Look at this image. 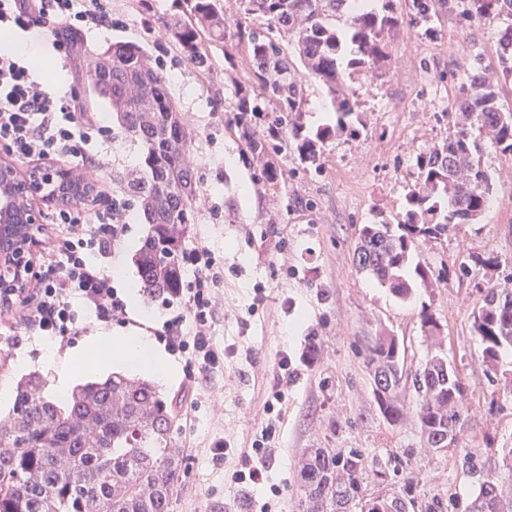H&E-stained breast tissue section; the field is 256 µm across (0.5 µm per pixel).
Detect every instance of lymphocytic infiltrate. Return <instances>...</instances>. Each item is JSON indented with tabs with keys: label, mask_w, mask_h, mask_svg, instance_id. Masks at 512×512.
<instances>
[{
	"label": "lymphocytic infiltrate",
	"mask_w": 512,
	"mask_h": 512,
	"mask_svg": "<svg viewBox=\"0 0 512 512\" xmlns=\"http://www.w3.org/2000/svg\"><path fill=\"white\" fill-rule=\"evenodd\" d=\"M111 16L112 0H91L87 6L79 0H0V29L26 32L50 25L85 34L105 26ZM106 137V128L86 111L74 89H50L22 59L0 54V150L44 170L57 162L88 168L92 145ZM126 209L125 201L108 195L89 209L53 210L55 235L39 254L34 288L22 301L25 320L36 335L66 345L79 333L78 301L105 325L126 315L111 276L86 259L87 252L105 257L123 245L129 231ZM183 264L194 276L179 291L184 311L166 320L158 336L171 353L185 356L192 378L224 364V349L210 332L220 274L203 246L184 250Z\"/></svg>",
	"instance_id": "f902f5d3"
}]
</instances>
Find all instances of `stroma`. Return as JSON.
Instances as JSON below:
<instances>
[{
  "instance_id": "stroma-1",
  "label": "stroma",
  "mask_w": 512,
  "mask_h": 512,
  "mask_svg": "<svg viewBox=\"0 0 512 512\" xmlns=\"http://www.w3.org/2000/svg\"><path fill=\"white\" fill-rule=\"evenodd\" d=\"M387 8L403 19L392 39L387 76L367 69L345 75L365 126L357 135L330 139L313 165L285 143L267 159L253 155L233 120L240 90L256 85L247 58L229 43L213 46L209 70L185 60L164 27L184 14V0H112L111 25L80 36L76 55L65 64L53 59L52 30L39 32V52L52 62V87H71L82 95L87 92L83 53L102 52L120 40L140 44L167 74L192 136L186 159L199 183L184 246L209 248L221 271V302L211 331L226 358L223 367L192 380L183 359L174 357L176 375L157 384L162 394L180 401L173 438L184 461L172 512H295L294 465L309 448H360L373 461L392 451L404 453L417 493L445 490L464 504L475 488L462 466L465 449L512 443V390L505 384L512 377V351L502 352L500 382L489 385L472 333L488 290L512 276V153L483 140L493 204L477 221L452 225L447 235L420 242L418 258L436 275L430 285L415 283L412 297L402 300L352 267L362 225L404 220L406 195L418 180L415 159L454 130V102L474 62L497 78L499 103L512 110V78L502 75L498 45L512 16L486 24L442 6L433 21L437 33L429 36L407 21L405 0H375V11ZM282 47L305 89L300 117L305 132L333 123L323 86L299 67L293 43ZM91 107L110 130L104 165L94 178L122 190L142 167L141 148L107 120L103 103ZM268 163L277 170L275 178L265 174ZM463 265L471 268L470 276L460 275ZM139 304L140 311H128L122 324L105 326L83 316L81 336L129 329L152 337L183 309L178 302L168 306L146 297ZM425 307L441 323L448 359L468 389V427L455 451L423 448L412 425H389L373 401L365 366L366 344L381 331L403 341L409 361H422L426 345L419 313ZM312 336L319 344L316 363L301 367L277 415L266 417L263 402L281 352L300 358ZM44 344L18 314L1 315L0 385L15 386L22 376L38 372L53 386L54 370L40 362ZM22 352L29 357L24 367L17 363ZM269 421L276 428L275 449L264 485L235 484L233 474L244 468L243 451ZM219 439L231 449L216 462L210 446Z\"/></svg>"
}]
</instances>
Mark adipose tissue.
I'll return each mask as SVG.
<instances>
[{
	"mask_svg": "<svg viewBox=\"0 0 512 512\" xmlns=\"http://www.w3.org/2000/svg\"><path fill=\"white\" fill-rule=\"evenodd\" d=\"M68 362L70 370L61 374L55 385L57 399H66L72 382V373L96 375L106 368L121 364L163 379L171 377L174 366L152 343L149 336L132 331L117 336H89L73 349Z\"/></svg>",
	"mask_w": 512,
	"mask_h": 512,
	"instance_id": "adipose-tissue-1",
	"label": "adipose tissue"
}]
</instances>
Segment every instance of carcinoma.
Wrapping results in <instances>:
<instances>
[{
  "label": "carcinoma",
  "instance_id": "obj_1",
  "mask_svg": "<svg viewBox=\"0 0 512 512\" xmlns=\"http://www.w3.org/2000/svg\"><path fill=\"white\" fill-rule=\"evenodd\" d=\"M437 0H407L413 24L428 25ZM347 0H244L248 15L267 33L232 30L220 0H186L185 18L166 23L183 56L200 70L209 68L207 43L244 45L258 92L237 101L236 126L252 151L278 149L272 129L282 128L281 112L302 111L304 93L275 34L285 35L309 75L332 98L335 124L310 135L300 123H288V143L306 162L316 163L323 145L341 134L354 135L363 121L355 92L344 86L339 67L342 40L337 23ZM464 12L481 20L512 15V0H464ZM401 25L392 13L362 11L348 21L354 46L350 69L385 70L391 37ZM502 70L512 74V29L500 38ZM89 94L109 105L121 129L143 150L141 175L127 182L149 229L133 258V273L148 298L172 299L181 287L182 240L198 188L194 170L184 161L192 139L185 134L179 110L162 69L143 48L115 42L104 55L82 59ZM456 111L465 122L441 143L417 157L420 182L406 195L405 220L392 226L365 224L353 256L366 273L400 299L413 294L412 282L431 281V270L412 262L418 242L448 232L452 224H470L488 207L492 174L483 166L476 134L488 136L512 153V111L498 103L494 79L476 64L459 89ZM276 116L270 119L268 113ZM267 121V130L258 122ZM33 191H56L75 203L94 204L99 194L54 170L30 177ZM420 326L430 342L426 360L407 365L405 349L391 334L372 337L365 362L372 395L383 419L401 426L414 418L422 444L460 442L468 425L469 402L457 368L448 361L440 326L427 308ZM473 332L482 345L489 382H498L501 351L512 349V279L487 293L475 314ZM41 379L20 382L9 425L0 428V512H170L183 451L173 447L177 402L147 379L122 372L90 381L65 402L40 395ZM415 395L406 403L407 391ZM501 466L490 471L479 452L467 448L464 463L477 477L465 512H512V443L496 450ZM404 456L390 454L382 478L405 470ZM370 466L358 448H315L298 463L299 512H457L448 493L417 497L410 488L388 496L365 497L362 488Z\"/></svg>",
  "mask_w": 512,
  "mask_h": 512
}]
</instances>
